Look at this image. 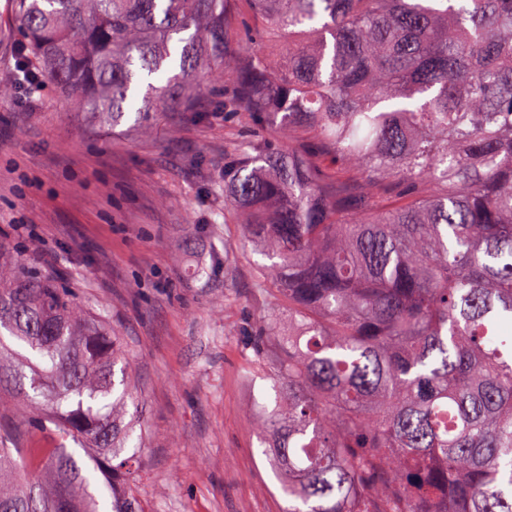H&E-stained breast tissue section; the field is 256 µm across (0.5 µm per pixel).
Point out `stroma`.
<instances>
[{
  "mask_svg": "<svg viewBox=\"0 0 512 512\" xmlns=\"http://www.w3.org/2000/svg\"><path fill=\"white\" fill-rule=\"evenodd\" d=\"M0 0V82L18 35ZM0 100V250L68 279L123 338L142 407L132 489L141 512H286L259 406L279 353L256 366L243 328L279 300L255 293L259 254L231 206L202 191L245 136L246 114L189 97L185 112L100 126L44 83ZM35 225L37 240L16 228Z\"/></svg>",
  "mask_w": 512,
  "mask_h": 512,
  "instance_id": "obj_1",
  "label": "stroma"
}]
</instances>
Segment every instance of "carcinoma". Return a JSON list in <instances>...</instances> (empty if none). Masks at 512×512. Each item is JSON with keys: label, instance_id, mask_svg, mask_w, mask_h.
<instances>
[{"label": "carcinoma", "instance_id": "cac0c4a2", "mask_svg": "<svg viewBox=\"0 0 512 512\" xmlns=\"http://www.w3.org/2000/svg\"><path fill=\"white\" fill-rule=\"evenodd\" d=\"M247 2L239 58L230 0H15V22L103 124L139 95L145 125L228 84L219 111L279 121L206 192L267 259L255 292L287 304L245 336L260 363L283 351L261 427L288 512H512V0ZM124 351L60 275L0 254V400L26 442H0V512H100L104 469L112 512H139Z\"/></svg>", "mask_w": 512, "mask_h": 512}]
</instances>
